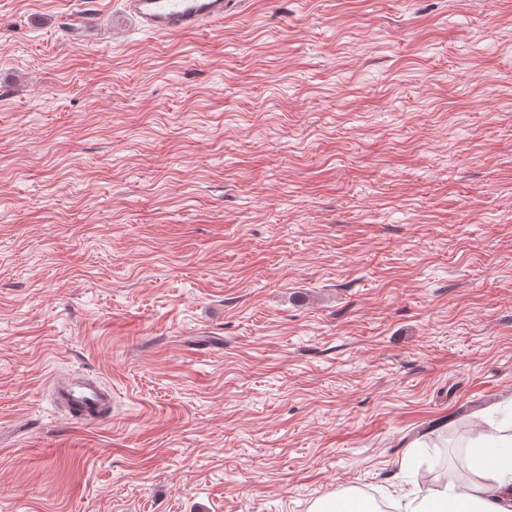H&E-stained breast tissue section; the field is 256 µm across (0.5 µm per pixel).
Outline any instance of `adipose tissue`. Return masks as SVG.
I'll return each mask as SVG.
<instances>
[{
  "mask_svg": "<svg viewBox=\"0 0 512 512\" xmlns=\"http://www.w3.org/2000/svg\"><path fill=\"white\" fill-rule=\"evenodd\" d=\"M488 432L469 439L468 485H443L408 495L402 512H512V421L495 422L493 411L481 413Z\"/></svg>",
  "mask_w": 512,
  "mask_h": 512,
  "instance_id": "obj_1",
  "label": "adipose tissue"
}]
</instances>
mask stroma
I'll list each match as a JSON object with an SVG mask.
<instances>
[{"instance_id": "stroma-1", "label": "stroma", "mask_w": 512, "mask_h": 512, "mask_svg": "<svg viewBox=\"0 0 512 512\" xmlns=\"http://www.w3.org/2000/svg\"><path fill=\"white\" fill-rule=\"evenodd\" d=\"M122 9L0 0V512L425 487L512 407V0ZM141 29L157 35L188 33L224 21L242 0H124ZM49 389L71 420L93 425L112 416V390L97 377L54 375Z\"/></svg>"}]
</instances>
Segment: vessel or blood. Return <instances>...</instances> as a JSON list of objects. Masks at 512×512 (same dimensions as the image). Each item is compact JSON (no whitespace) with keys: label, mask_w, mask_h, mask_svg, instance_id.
Masks as SVG:
<instances>
[{"label":"vessel or blood","mask_w":512,"mask_h":512,"mask_svg":"<svg viewBox=\"0 0 512 512\" xmlns=\"http://www.w3.org/2000/svg\"><path fill=\"white\" fill-rule=\"evenodd\" d=\"M242 0H124V9L141 29L157 34H178L223 22L237 12ZM54 402L69 417L87 425L112 415V391L99 378L56 375L49 383Z\"/></svg>","instance_id":"b4317fda"}]
</instances>
